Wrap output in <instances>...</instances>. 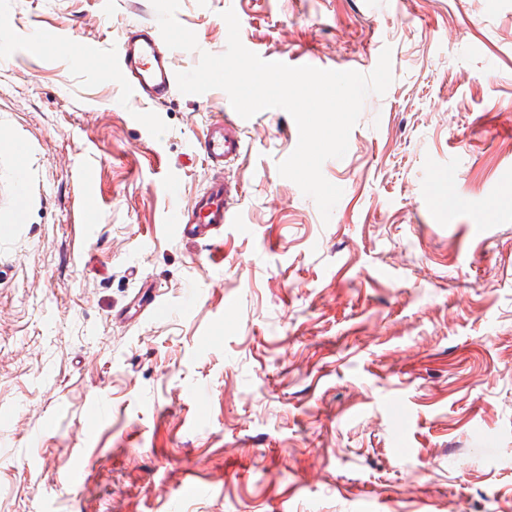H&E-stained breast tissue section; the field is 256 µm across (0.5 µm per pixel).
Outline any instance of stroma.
<instances>
[{
  "mask_svg": "<svg viewBox=\"0 0 512 512\" xmlns=\"http://www.w3.org/2000/svg\"><path fill=\"white\" fill-rule=\"evenodd\" d=\"M228 9L261 56L367 74L392 49L322 167L330 221L266 109L223 171L235 222L175 234L168 183L206 187L227 93L121 80L151 0H0V512H512V0H180L179 71L225 51Z\"/></svg>",
  "mask_w": 512,
  "mask_h": 512,
  "instance_id": "stroma-1",
  "label": "stroma"
}]
</instances>
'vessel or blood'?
<instances>
[{
	"label": "vessel or blood",
	"instance_id": "vessel-or-blood-1",
	"mask_svg": "<svg viewBox=\"0 0 512 512\" xmlns=\"http://www.w3.org/2000/svg\"><path fill=\"white\" fill-rule=\"evenodd\" d=\"M117 51L120 77L137 96L158 103L170 97L177 84L174 58L169 49L160 46L155 28L129 27L120 38ZM202 149L212 166L224 167L235 161L242 150L238 123L228 118L210 122ZM237 192V187L228 181L212 182L194 198L191 206H174L167 221L183 237L212 239L215 232L232 223V204Z\"/></svg>",
	"mask_w": 512,
	"mask_h": 512
}]
</instances>
